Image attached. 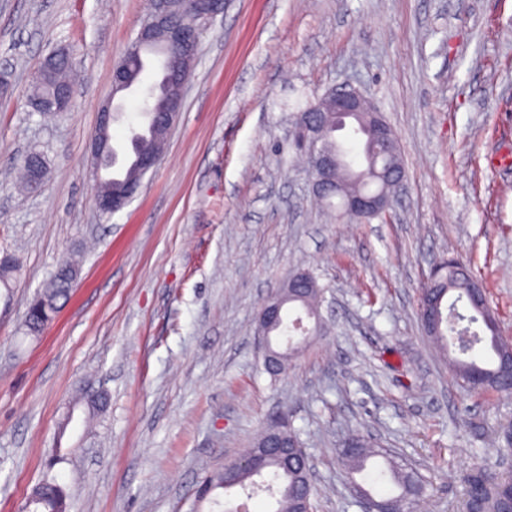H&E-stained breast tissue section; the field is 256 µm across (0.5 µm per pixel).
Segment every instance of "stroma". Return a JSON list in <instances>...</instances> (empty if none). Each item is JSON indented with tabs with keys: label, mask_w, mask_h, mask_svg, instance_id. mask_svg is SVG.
<instances>
[{
	"label": "stroma",
	"mask_w": 512,
	"mask_h": 512,
	"mask_svg": "<svg viewBox=\"0 0 512 512\" xmlns=\"http://www.w3.org/2000/svg\"><path fill=\"white\" fill-rule=\"evenodd\" d=\"M148 0H0V512L56 476L69 512H189L202 478L282 421L306 449L313 512H360L336 450L362 433L426 482L418 512H456L472 465L512 462L494 425L512 394L453 379L418 317L431 269L482 280L512 339V0H227L204 27L162 160L103 218L90 148L112 70ZM70 54L69 112L29 103L52 52ZM348 84L399 137L405 191L387 218L319 207L295 111ZM40 150V193L16 165ZM79 284L37 336L25 314L69 254ZM313 273L324 329L286 371L264 369L256 314ZM92 430L65 425L85 384ZM481 430H474V423Z\"/></svg>",
	"instance_id": "1"
}]
</instances>
